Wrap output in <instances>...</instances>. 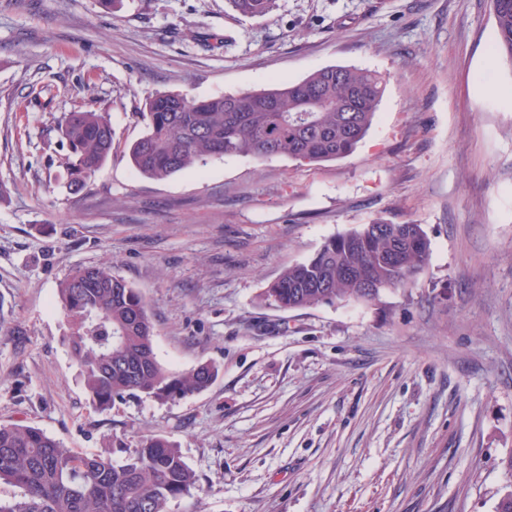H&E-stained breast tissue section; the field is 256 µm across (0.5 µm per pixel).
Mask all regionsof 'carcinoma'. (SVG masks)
<instances>
[{
  "instance_id": "1",
  "label": "carcinoma",
  "mask_w": 512,
  "mask_h": 512,
  "mask_svg": "<svg viewBox=\"0 0 512 512\" xmlns=\"http://www.w3.org/2000/svg\"><path fill=\"white\" fill-rule=\"evenodd\" d=\"M243 16H263L278 0H229ZM494 47L512 59V0H492ZM382 75L331 66L298 82L208 98L155 91L141 112L145 134L130 147L134 169L165 179L208 158L284 155L301 163L350 154L371 127ZM58 131L68 148V173L79 188L112 152L108 114L67 113ZM430 240L419 224L374 219L328 238L313 257L285 267L265 288L268 304L297 309L407 288L427 267ZM72 324L70 352L83 385L101 410L117 399L176 401L207 389L218 368L203 363L183 373L165 368L142 294L110 266L76 269L58 288ZM0 483L19 489L0 512H170L198 488L177 445L161 435L112 453L81 454L36 427L0 423Z\"/></svg>"
}]
</instances>
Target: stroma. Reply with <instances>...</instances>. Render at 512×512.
<instances>
[{
  "instance_id": "1",
  "label": "stroma",
  "mask_w": 512,
  "mask_h": 512,
  "mask_svg": "<svg viewBox=\"0 0 512 512\" xmlns=\"http://www.w3.org/2000/svg\"><path fill=\"white\" fill-rule=\"evenodd\" d=\"M490 0H0V423L78 452L162 435L199 478L172 512H495L512 490V61ZM330 65L386 79L348 156H232L157 180L128 148L151 92L269 88ZM106 111L112 153L70 188L61 117ZM422 225L430 262L376 301L262 293L328 238ZM109 266L199 394L93 406L59 283ZM233 8L243 16H263L276 7L278 0H229Z\"/></svg>"
}]
</instances>
